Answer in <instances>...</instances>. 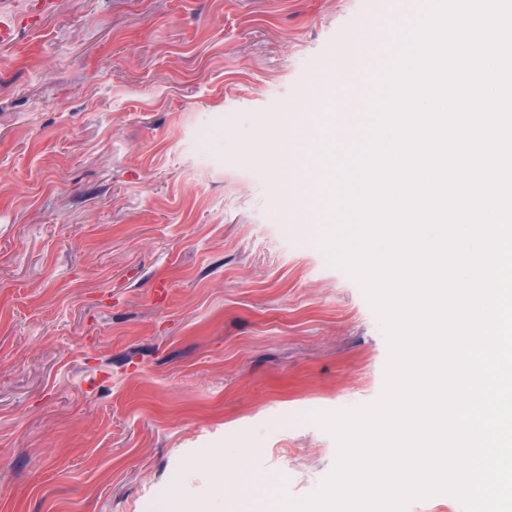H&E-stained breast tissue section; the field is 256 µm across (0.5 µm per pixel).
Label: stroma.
<instances>
[{"label": "stroma", "instance_id": "1", "mask_svg": "<svg viewBox=\"0 0 512 512\" xmlns=\"http://www.w3.org/2000/svg\"><path fill=\"white\" fill-rule=\"evenodd\" d=\"M400 0H55L0 44V512H153L238 448L301 498L309 419L374 401L388 349L276 186L320 63Z\"/></svg>", "mask_w": 512, "mask_h": 512}]
</instances>
